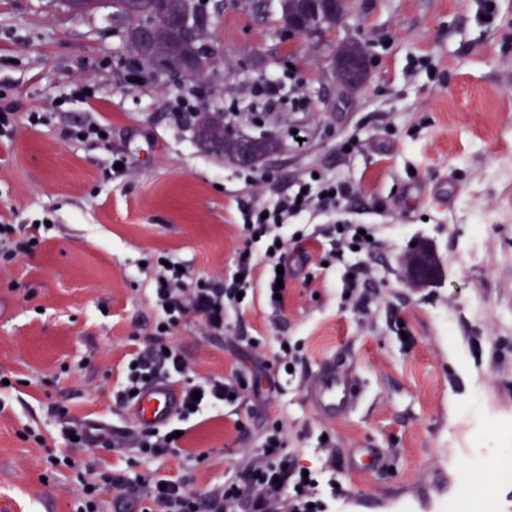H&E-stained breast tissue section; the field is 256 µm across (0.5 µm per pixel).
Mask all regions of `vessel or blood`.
<instances>
[{
    "mask_svg": "<svg viewBox=\"0 0 512 512\" xmlns=\"http://www.w3.org/2000/svg\"><path fill=\"white\" fill-rule=\"evenodd\" d=\"M308 394L316 415L331 421L346 416L359 404L362 387L351 369L329 362L312 376ZM180 400L176 382H155L141 390L129 406V415L142 428L164 426L175 418Z\"/></svg>",
    "mask_w": 512,
    "mask_h": 512,
    "instance_id": "b4317fda",
    "label": "vessel or blood"
}]
</instances>
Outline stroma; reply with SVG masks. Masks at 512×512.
Masks as SVG:
<instances>
[{
  "label": "stroma",
  "instance_id": "obj_1",
  "mask_svg": "<svg viewBox=\"0 0 512 512\" xmlns=\"http://www.w3.org/2000/svg\"><path fill=\"white\" fill-rule=\"evenodd\" d=\"M198 2L215 70L176 84L136 66L111 6L77 15L57 0H0V104L16 112L13 140L0 142V224L36 223L41 235L12 259L0 243V371L13 381L0 391V512H75L83 485L109 470L206 492L277 419L298 465L336 476L335 512H445L491 482L494 425L512 417V0H347L335 30L313 38L288 31L281 0ZM350 40L370 71L353 93L332 70L333 47ZM261 76L302 78L303 102L252 111ZM204 106L236 132L273 133L279 150L249 167L213 156L193 132ZM88 123L107 127V142L73 137ZM348 137L358 146L345 155ZM314 169L355 186L348 221L369 225L379 248L321 265L329 245L314 229L327 218L301 213L281 308L258 287L223 336L201 335L190 316L168 338L196 378L241 372L261 387L238 408H203L174 455L99 446L72 451L76 470L47 463L68 450L64 422L130 429L116 392L158 317L157 256L224 277L241 250H263L238 226L254 179L269 202ZM422 240L442 275L412 288L401 260ZM364 269L365 315L342 300ZM280 336L303 346L290 377L274 363ZM331 360L353 369L363 399L326 421L306 388ZM354 448L382 449L385 467L352 469Z\"/></svg>",
  "mask_w": 512,
  "mask_h": 512
}]
</instances>
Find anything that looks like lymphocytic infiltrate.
<instances>
[{
    "label": "lymphocytic infiltrate",
    "mask_w": 512,
    "mask_h": 512,
    "mask_svg": "<svg viewBox=\"0 0 512 512\" xmlns=\"http://www.w3.org/2000/svg\"><path fill=\"white\" fill-rule=\"evenodd\" d=\"M355 196L352 184L322 173L296 181L273 204L259 201L242 208L241 226L248 244L264 242L267 252L259 259L249 247L240 251L234 275L221 282L192 278L190 272L178 271L174 260L160 266L159 281L152 290L160 311L157 330L134 366L128 367L119 398L127 403L134 391L147 384L179 378L182 403L174 425L139 429L126 439L110 434L102 426L92 434L70 423L64 429L65 435L76 436L81 448L95 444L129 447L142 457L161 458L176 452L180 443L175 436L176 426L188 421L196 410L226 407L231 398H243L254 386L252 379L239 373L211 377L201 383L189 379L186 358L180 349L169 347L168 335L190 315L196 317L206 335H223L226 312L243 308L237 295L250 292L253 280H260L266 298H273L277 292V269L286 263L284 226L304 211L341 215ZM133 483L139 498L147 503V512H274L278 507L284 512H329V501L336 496L335 481L316 470L297 467L288 451L287 429L279 421L268 425L253 460L242 472L204 494L192 493L182 481L154 473L139 476Z\"/></svg>",
    "instance_id": "obj_1"
}]
</instances>
